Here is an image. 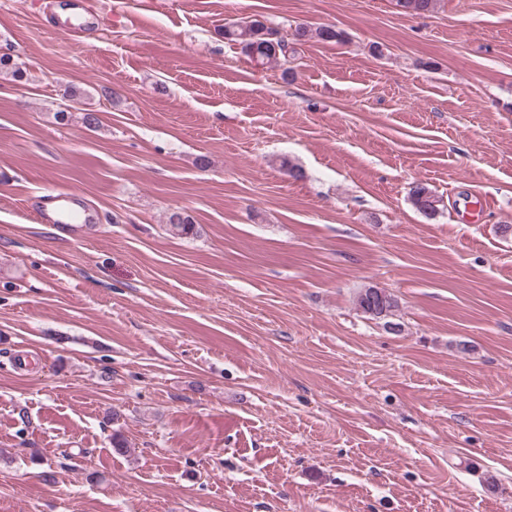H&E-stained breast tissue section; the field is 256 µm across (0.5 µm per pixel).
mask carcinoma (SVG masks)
Returning <instances> with one entry per match:
<instances>
[{
    "mask_svg": "<svg viewBox=\"0 0 512 512\" xmlns=\"http://www.w3.org/2000/svg\"><path fill=\"white\" fill-rule=\"evenodd\" d=\"M396 6L409 15H422L434 10L436 0H395ZM274 30L258 19L232 22L224 26L222 37L224 41L233 44L251 61L261 65L271 62L288 63L294 56L295 45L302 41L317 39L323 42H340L344 33L332 26H322L310 29L306 26L295 27L292 37H283L280 40L272 38ZM410 202L413 207L426 217L438 213L439 199L435 193L424 183L413 184L409 191ZM169 230L176 235H188L193 231V222L190 216L174 212L168 219ZM355 304L364 314L384 319L393 315L398 307L395 297L386 289L369 286L361 289L356 297Z\"/></svg>",
    "mask_w": 512,
    "mask_h": 512,
    "instance_id": "1",
    "label": "carcinoma"
}]
</instances>
